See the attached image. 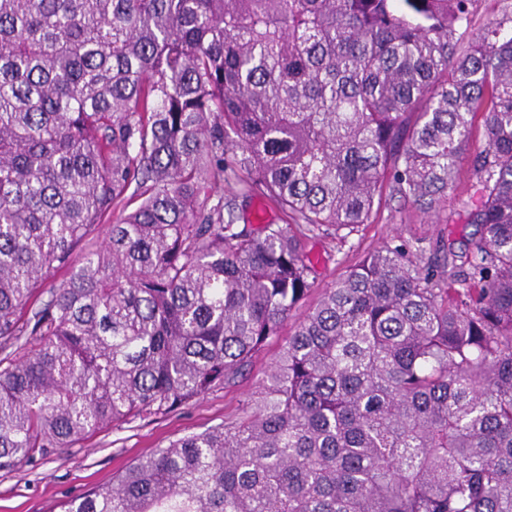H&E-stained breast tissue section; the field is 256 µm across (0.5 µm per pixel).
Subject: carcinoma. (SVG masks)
I'll return each mask as SVG.
<instances>
[{
    "label": "carcinoma",
    "instance_id": "1",
    "mask_svg": "<svg viewBox=\"0 0 512 512\" xmlns=\"http://www.w3.org/2000/svg\"><path fill=\"white\" fill-rule=\"evenodd\" d=\"M476 2L0 0V470L235 382L309 240L469 158L447 272L367 253L240 417L60 512H512V14ZM512 12V0H478L476 3L473 32L477 33L488 23Z\"/></svg>",
    "mask_w": 512,
    "mask_h": 512
}]
</instances>
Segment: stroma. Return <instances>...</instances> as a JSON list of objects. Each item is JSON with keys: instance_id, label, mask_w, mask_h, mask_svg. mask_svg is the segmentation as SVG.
Masks as SVG:
<instances>
[{"instance_id": "35a3bbf8", "label": "stroma", "mask_w": 512, "mask_h": 512, "mask_svg": "<svg viewBox=\"0 0 512 512\" xmlns=\"http://www.w3.org/2000/svg\"><path fill=\"white\" fill-rule=\"evenodd\" d=\"M470 183L471 166L464 160L459 164L457 195L447 207L426 215L395 199L358 232L314 244L311 255L319 286L333 285L364 254L386 244H402L408 251L419 252L432 273L441 274L449 251H462L471 231L459 202ZM281 347L278 341L267 345L238 382L210 391L187 409L144 421L104 425L72 447L57 449L37 467L0 472V512H58L62 501L111 482L134 459L236 417L252 402Z\"/></svg>"}]
</instances>
